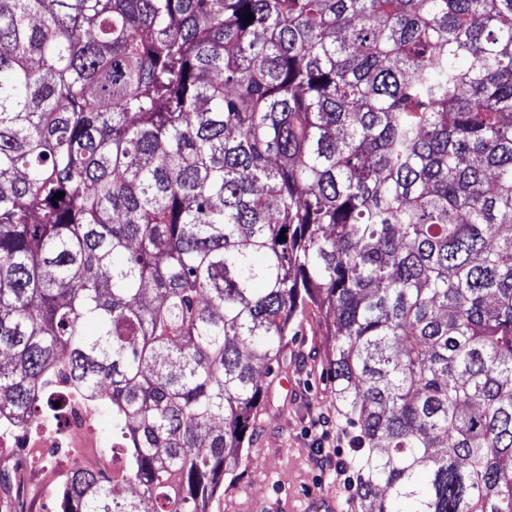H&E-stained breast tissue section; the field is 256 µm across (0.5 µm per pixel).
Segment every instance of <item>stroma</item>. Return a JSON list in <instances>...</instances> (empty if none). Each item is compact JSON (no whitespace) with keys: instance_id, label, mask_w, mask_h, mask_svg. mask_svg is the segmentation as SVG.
<instances>
[{"instance_id":"obj_1","label":"stroma","mask_w":512,"mask_h":512,"mask_svg":"<svg viewBox=\"0 0 512 512\" xmlns=\"http://www.w3.org/2000/svg\"><path fill=\"white\" fill-rule=\"evenodd\" d=\"M324 315L310 317L289 337L287 359L270 383L274 404L243 450V462L225 481L211 512H311L315 500L337 512H358L352 477L353 428L336 403L328 359L333 340ZM70 457L52 466L32 464L20 449L0 447V512H58ZM345 476H338V469Z\"/></svg>"}]
</instances>
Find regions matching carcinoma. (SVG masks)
I'll list each match as a JSON object with an SVG mask.
<instances>
[{
    "label": "carcinoma",
    "instance_id": "cac0c4a2",
    "mask_svg": "<svg viewBox=\"0 0 512 512\" xmlns=\"http://www.w3.org/2000/svg\"><path fill=\"white\" fill-rule=\"evenodd\" d=\"M310 310L360 512H512V0H0V426L123 445L61 512H209Z\"/></svg>",
    "mask_w": 512,
    "mask_h": 512
}]
</instances>
